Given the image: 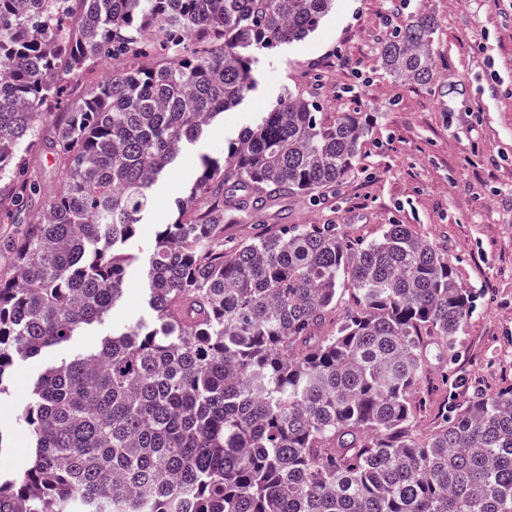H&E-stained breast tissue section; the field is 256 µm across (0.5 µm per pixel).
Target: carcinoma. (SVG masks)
<instances>
[{
	"label": "carcinoma",
	"mask_w": 512,
	"mask_h": 512,
	"mask_svg": "<svg viewBox=\"0 0 512 512\" xmlns=\"http://www.w3.org/2000/svg\"><path fill=\"white\" fill-rule=\"evenodd\" d=\"M333 0H0V386L104 322L151 190L256 86V55L315 33ZM156 47L148 49L144 33ZM435 21L381 41L384 68L433 78ZM126 69L76 92L105 59ZM370 131L289 91L203 171L147 261L154 315L48 367L22 411L30 464L0 512H512V388L419 428L425 354L472 310L452 264L409 224L360 243L334 224L261 229L259 196L316 199L359 167ZM63 172L50 196L27 151ZM354 304L341 314L343 286Z\"/></svg>",
	"instance_id": "carcinoma-1"
}]
</instances>
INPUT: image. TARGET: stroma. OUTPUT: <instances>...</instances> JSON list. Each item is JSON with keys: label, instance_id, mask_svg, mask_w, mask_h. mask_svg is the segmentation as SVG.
Wrapping results in <instances>:
<instances>
[{"label": "stroma", "instance_id": "obj_1", "mask_svg": "<svg viewBox=\"0 0 512 512\" xmlns=\"http://www.w3.org/2000/svg\"><path fill=\"white\" fill-rule=\"evenodd\" d=\"M433 17L435 71L426 85L395 82L382 68L379 43L389 27L416 13ZM256 86L181 154L154 186L129 245L124 296L104 323L80 331L38 358H16L0 395V476L27 466L34 450L19 416L28 388L54 363L85 354L112 333L152 320L143 261L157 229L201 171L202 155L222 156L229 141L290 89L316 94L327 112L370 117L359 169L317 201L268 202L252 223L234 224L225 245L259 227L334 224L368 242L384 225L409 224L446 253L472 313L456 345L458 401L512 381V6L507 0H336L305 41L258 55Z\"/></svg>", "mask_w": 512, "mask_h": 512}]
</instances>
